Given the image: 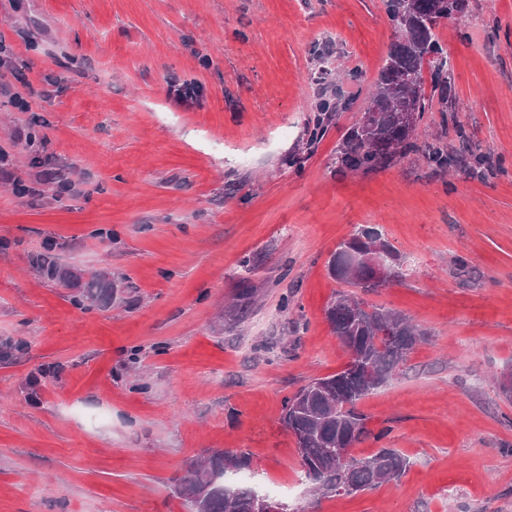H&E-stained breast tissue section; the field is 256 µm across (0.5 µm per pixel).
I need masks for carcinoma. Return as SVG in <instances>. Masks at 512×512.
I'll return each mask as SVG.
<instances>
[{"instance_id":"carcinoma-1","label":"carcinoma","mask_w":512,"mask_h":512,"mask_svg":"<svg viewBox=\"0 0 512 512\" xmlns=\"http://www.w3.org/2000/svg\"><path fill=\"white\" fill-rule=\"evenodd\" d=\"M386 11L403 41L390 45L370 104L359 121L344 135L336 150V163L352 172H369L395 164L410 153H421L435 169L474 172L482 154L468 149V136L459 133V147L448 149L441 141L418 143L416 131H407L400 122V105L407 103L417 115L438 104L448 107L451 89L444 48L434 29L448 16L464 11V0H411L413 10L404 9L405 0H384ZM318 67L311 73L316 83L331 75L328 50L315 51ZM432 68V89L439 96L420 91L424 66ZM347 103L338 98H323L313 107L314 115L305 122L308 142L313 145L325 135L333 113ZM360 250L374 243L391 253L395 247L374 227H364L350 237ZM43 278L74 291L71 301L81 309H109L117 299L118 285L112 275L59 265L52 257L37 262ZM329 275L348 287L338 291L326 310V318L338 343L352 356L353 363L343 370L313 378L284 401V423L297 440L301 458V478L312 492L351 495L374 490L384 483L397 482L410 466L409 459L395 448L357 458L354 445L366 437L377 440L387 432L372 433L358 403L386 384L411 351L425 340V333L411 320L391 309L366 303L350 292L352 288H371V269L355 266L339 244L327 263ZM255 290L243 288L223 316L239 321L254 301ZM250 464L241 450H217L190 468L174 487L190 512H256L259 492L248 485H230L226 475Z\"/></svg>"}]
</instances>
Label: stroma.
Here are the masks:
<instances>
[{
  "mask_svg": "<svg viewBox=\"0 0 512 512\" xmlns=\"http://www.w3.org/2000/svg\"><path fill=\"white\" fill-rule=\"evenodd\" d=\"M435 33L452 90L417 131L454 147L466 131L486 156L474 175L418 153L336 164L395 37L383 0H0L9 92L35 90L25 112L0 92V512H188L175 484L223 449L290 512H512L496 382L512 368V0H467ZM323 46L348 106L310 146ZM174 82L201 94L176 104ZM362 227L403 262L366 301L428 339L362 401L389 434L352 453L396 448L410 467L316 495L283 403L350 359L325 317L327 261ZM49 242L60 265L111 270L123 302L76 308L36 271ZM245 279L249 313L214 332Z\"/></svg>",
  "mask_w": 512,
  "mask_h": 512,
  "instance_id": "stroma-1",
  "label": "stroma"
}]
</instances>
